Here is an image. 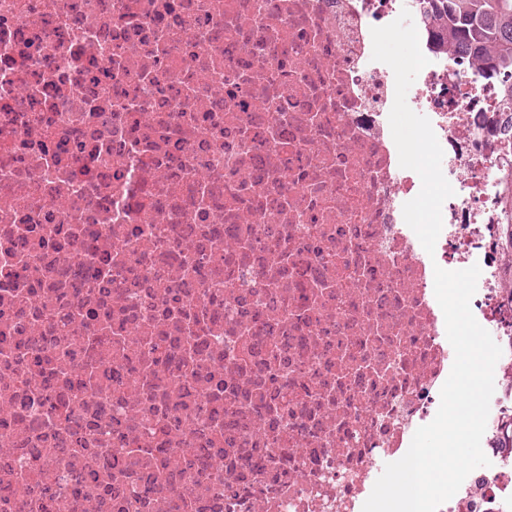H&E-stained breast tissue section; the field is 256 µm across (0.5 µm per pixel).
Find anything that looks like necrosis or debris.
Here are the masks:
<instances>
[{
  "label": "necrosis or debris",
  "instance_id": "obj_1",
  "mask_svg": "<svg viewBox=\"0 0 512 512\" xmlns=\"http://www.w3.org/2000/svg\"><path fill=\"white\" fill-rule=\"evenodd\" d=\"M404 10L0 0V512H362L454 362L434 270L475 264L490 464L438 512H512L502 78L418 20L455 191L420 251L372 59Z\"/></svg>",
  "mask_w": 512,
  "mask_h": 512
}]
</instances>
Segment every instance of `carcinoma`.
<instances>
[{"label":"carcinoma","instance_id":"cac0c4a2","mask_svg":"<svg viewBox=\"0 0 512 512\" xmlns=\"http://www.w3.org/2000/svg\"><path fill=\"white\" fill-rule=\"evenodd\" d=\"M448 51L505 75L512 86V0H425Z\"/></svg>","mask_w":512,"mask_h":512}]
</instances>
